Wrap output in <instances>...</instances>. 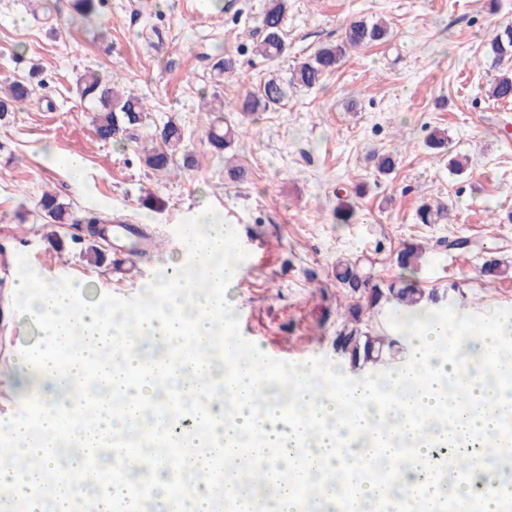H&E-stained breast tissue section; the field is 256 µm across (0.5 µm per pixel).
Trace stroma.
Wrapping results in <instances>:
<instances>
[{
  "mask_svg": "<svg viewBox=\"0 0 512 512\" xmlns=\"http://www.w3.org/2000/svg\"><path fill=\"white\" fill-rule=\"evenodd\" d=\"M268 2L107 0L85 20L69 0L49 14L38 0H0V87L32 68L39 83L32 101L0 122V423L24 416L16 361L23 352L37 359L43 339L12 294L14 277L71 286L77 303L133 313L147 280L191 265L181 227L205 214H223L232 251L251 265L224 294L226 331L239 347L267 350L272 370L311 368L336 383L346 359L336 336L353 302L336 282L337 262L362 261L387 283L409 244L425 248L411 275L425 306L475 328L512 315V103L486 94L488 43L512 25V0H288V50L275 63L256 52ZM380 18L390 40L351 50L321 86L290 93L275 111H224L269 74L287 76L341 41L351 22ZM218 40L237 62L235 76L202 59ZM88 71L144 98L147 118L133 139H97L93 108L76 92ZM171 119L194 165L157 172L138 144ZM216 121L238 133L224 155L208 143ZM435 132L446 151L429 148ZM377 153L394 155L392 172L376 170ZM74 155L84 161L78 180L68 168ZM228 158L248 169L245 180L230 179ZM452 158L465 161L461 172L449 171ZM47 191L76 211L148 224L158 251L128 263L105 239L104 263H90L85 227L49 223L37 209ZM344 202L353 217L340 224ZM424 202L447 205L448 220L417 223ZM448 237L474 246L439 247ZM490 260L502 268L494 279L480 273Z\"/></svg>",
  "mask_w": 512,
  "mask_h": 512,
  "instance_id": "1",
  "label": "stroma"
}]
</instances>
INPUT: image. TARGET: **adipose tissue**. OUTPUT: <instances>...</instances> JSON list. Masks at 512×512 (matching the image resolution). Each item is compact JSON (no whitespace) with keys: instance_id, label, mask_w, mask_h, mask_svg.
Here are the masks:
<instances>
[{"instance_id":"obj_1","label":"adipose tissue","mask_w":512,"mask_h":512,"mask_svg":"<svg viewBox=\"0 0 512 512\" xmlns=\"http://www.w3.org/2000/svg\"><path fill=\"white\" fill-rule=\"evenodd\" d=\"M186 243L193 265L180 267L177 278L146 283V303L132 319L109 305L76 304L73 289L37 285L25 275L15 279V296L23 299L25 313L39 320L51 342L36 378L24 373L16 378L17 386L29 396L27 415L0 425V438L11 443L23 460L22 465L0 468V490L9 493L21 512H113V503L124 498L125 487L119 483L106 489H92L77 480L49 483L60 465L56 443L66 439L80 453L100 447L102 437L111 434V413L89 414L75 391L89 378H102L107 370L112 373V393L124 399L126 424L140 423L145 404L157 395V381L143 373V357L131 348V337L170 342L187 336L205 338L223 323L224 291L233 281L227 274L228 264L217 262L216 257L229 250L227 227L215 223L194 230ZM507 333L512 334L511 318L481 330L443 318L415 324L403 363L389 374L392 390L405 392L406 398L388 416L382 413L386 397L371 375L322 390L317 372L311 370L249 376L239 372L231 355L220 365L203 354L174 361L168 377L190 399L205 393L214 371H223L225 401L205 403L195 415L199 451L181 458L183 469L192 476L190 485L181 496L170 497L162 472H155L150 481L152 498L167 512H210L205 475L212 456L223 457L226 468L240 470L272 453L277 465L264 468L261 489L275 501L276 512H293L300 486L283 480L284 474L292 472L320 484L317 502L323 512H339V497L327 486L326 472L345 468L344 458L351 454L358 457L359 466L345 470L362 503H373L391 486L403 494H419L425 512H434L439 490L417 467H395L388 486L374 479L382 461L396 458L392 440L401 437L414 441L413 453L422 460L437 446L479 448L481 456L474 459L468 482L455 486L454 493L461 501L480 494L484 512H498L500 500L512 497V478L488 468L482 455L512 405V367L502 366L500 342ZM465 339L475 353L469 364L456 357ZM491 373L496 374V382H488ZM451 378L472 402L453 407L452 428L432 429L433 419L449 407L443 388ZM275 384L292 395L293 414H284L267 397ZM79 453L70 458V468L79 467Z\"/></svg>"}]
</instances>
